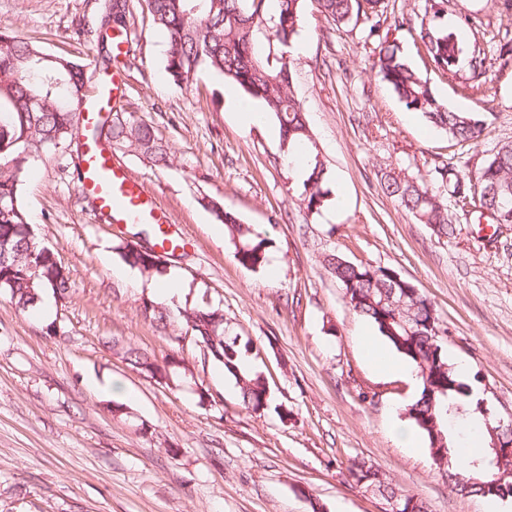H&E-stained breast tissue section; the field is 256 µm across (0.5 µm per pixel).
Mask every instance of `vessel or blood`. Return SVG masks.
<instances>
[{
	"label": "vessel or blood",
	"mask_w": 512,
	"mask_h": 512,
	"mask_svg": "<svg viewBox=\"0 0 512 512\" xmlns=\"http://www.w3.org/2000/svg\"><path fill=\"white\" fill-rule=\"evenodd\" d=\"M80 190L91 197L100 216L115 224H155L164 247L183 242L179 225L160 212L151 191L138 182L118 159L101 147L86 145Z\"/></svg>",
	"instance_id": "1"
}]
</instances>
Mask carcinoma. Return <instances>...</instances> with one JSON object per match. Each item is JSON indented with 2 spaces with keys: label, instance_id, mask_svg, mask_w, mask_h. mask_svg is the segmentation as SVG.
I'll list each match as a JSON object with an SVG mask.
<instances>
[{
  "label": "carcinoma",
  "instance_id": "carcinoma-1",
  "mask_svg": "<svg viewBox=\"0 0 512 512\" xmlns=\"http://www.w3.org/2000/svg\"><path fill=\"white\" fill-rule=\"evenodd\" d=\"M306 2L276 0L271 12L268 0H138L152 25L168 37L165 70L174 84L189 88L207 73L233 85L273 117L280 150L288 161L300 154L307 156L309 175L299 189L298 201L312 215L326 206L330 190L303 105L292 89L291 63L285 51L298 34ZM315 2L318 11L335 25L361 16L374 20L368 38L375 44L374 68L381 80L407 110L420 114L449 139L478 142L483 131L480 115L448 107L392 37V32L411 25L410 17L403 14L387 22L384 0ZM445 2L426 0L419 40L435 68L448 72L467 66L474 78L469 88L478 91L482 88L478 77L486 73L489 59L448 27L443 15ZM131 15L130 0H105L97 19L125 32ZM85 83L83 64L48 54L39 45L0 31V288L9 292L11 303L21 311L36 308L46 290L63 299L70 292L68 272L53 259L54 252L39 240L29 221L21 188L32 162L75 134ZM104 138L113 150L129 149L153 166L172 162L168 147L156 137L153 127L124 112L112 113ZM431 176L450 189L456 204L465 206L476 198L479 209L490 211L496 223L512 224V142L502 144L470 175L443 164L434 166ZM380 185L417 223L430 226L439 237L454 236L456 227L448 213L447 197L424 180L388 166ZM205 207L224 224L237 262L253 270L264 266L272 240L225 208L219 198H207ZM177 249L175 245L160 253L132 240L116 247L127 264L149 277L165 274L166 259ZM323 267L340 284L351 308L416 367L420 395L407 405L405 416L428 442L448 486L462 496L511 499L512 458L496 463L495 446L512 444V428L499 424L486 400L474 395L472 386L448 362L443 340L448 328L440 323L431 300L416 286L405 288L396 282L390 268L355 264L336 252L324 255ZM140 312L170 336L183 326L190 330L209 360L234 378L245 408L255 411L268 406V382L262 373L243 366L249 343L227 334L223 309L185 308L173 317L165 304L144 300ZM111 348L151 379L166 370V361L119 338H112ZM455 422L484 430L485 446L466 458L460 456ZM349 472L356 483L373 488L381 499L397 498L400 512H429L424 500L401 493L382 471L365 461L351 462Z\"/></svg>",
  "mask_w": 512,
  "mask_h": 512
}]
</instances>
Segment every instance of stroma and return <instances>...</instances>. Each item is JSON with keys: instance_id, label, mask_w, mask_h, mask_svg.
<instances>
[{"instance_id": "35a3bbf8", "label": "stroma", "mask_w": 512, "mask_h": 512, "mask_svg": "<svg viewBox=\"0 0 512 512\" xmlns=\"http://www.w3.org/2000/svg\"><path fill=\"white\" fill-rule=\"evenodd\" d=\"M100 0H0V29L47 53L85 64L103 81L96 42L77 37ZM475 21L466 41L493 64L480 93L467 70L442 72L415 32H398L406 55L449 107L484 117L479 144L456 143L406 110L373 68L369 20L337 26L308 7L290 55L293 89L308 115L332 196L308 216L274 120L242 125L224 82L201 75L191 88L165 71L166 35L134 11L121 77L122 112L151 124L173 155L157 168L132 151L118 158L153 192L187 239L173 257L184 307L224 311L230 334L250 342L249 364L270 388L266 409L245 410L232 377L202 364L193 336L172 342L139 311L147 290L117 279L118 225L101 218L67 165L76 145L50 149L23 185L30 221L70 276L52 312L19 311L0 289V512H381V500L350 476L352 460L379 467L431 512H481L477 497L452 491L429 448L400 443L391 421L420 390L374 369L364 341L377 329L351 310L324 271L325 253L395 270L433 302L448 329V360L479 375L494 412L512 410V224L488 242L474 211L449 204L454 238L418 224L380 186L392 166L423 178L434 165L477 171L512 141V62L496 47L512 32L494 0H448V24ZM227 209L269 237V266L239 265L224 226L202 206ZM56 335H48V328ZM120 337L156 358L172 354L193 380L167 387L114 356ZM216 405L200 402V391ZM126 406L125 418L109 407Z\"/></svg>"}]
</instances>
